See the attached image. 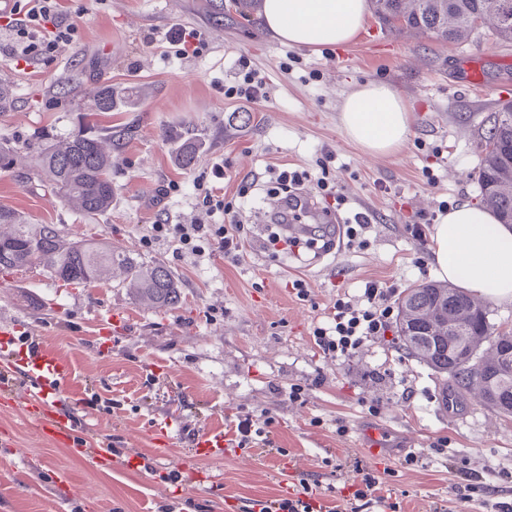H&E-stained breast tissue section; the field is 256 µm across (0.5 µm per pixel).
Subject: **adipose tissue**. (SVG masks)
Wrapping results in <instances>:
<instances>
[{"label":"adipose tissue","instance_id":"adipose-tissue-1","mask_svg":"<svg viewBox=\"0 0 512 512\" xmlns=\"http://www.w3.org/2000/svg\"><path fill=\"white\" fill-rule=\"evenodd\" d=\"M367 12V0H262L259 17L282 44L316 49L352 42ZM340 120L347 136L373 156L404 143L411 112L386 84L365 82L344 97ZM431 241L440 278L473 296L512 303V227L494 212L459 202L439 216Z\"/></svg>","mask_w":512,"mask_h":512}]
</instances>
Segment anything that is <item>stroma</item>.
I'll list each match as a JSON object with an SVG mask.
<instances>
[{
    "mask_svg": "<svg viewBox=\"0 0 512 512\" xmlns=\"http://www.w3.org/2000/svg\"><path fill=\"white\" fill-rule=\"evenodd\" d=\"M204 0H63L77 20L74 43L29 62L0 48V79L10 83L12 111L0 113V142L37 152L77 129L92 105L90 89L133 88L135 109L95 118L99 127L139 123L112 169L111 210L88 222L60 204L30 162L0 168V206L69 237L102 239L145 261H161L177 278L179 307L150 308L119 277L83 288L52 280L42 268L0 277V323L15 349L32 338L71 367L59 400L87 451L39 436L16 406L0 402V512H252L298 497L317 484L325 512H377L352 502L358 471L372 469L395 492L400 512H494L512 506V418L460 398L446 404L444 378L399 347L396 326L369 338L346 359L325 357L313 341L336 299L355 300L369 282L398 289L437 280L429 241L410 225L440 206L479 202L478 132L499 104L512 101V43L483 39L443 44L396 36L368 17L340 48L283 45L257 13L233 12L213 26ZM203 30L200 54L169 51L178 27ZM155 34L156 44L145 41ZM246 60L267 83L269 98L249 104L227 97ZM484 84L469 88L467 64ZM382 81L407 100L406 142L369 156L340 123L339 107L355 84ZM250 113V124L237 115ZM205 144L190 168L179 166L178 141ZM222 164L228 196L247 189L246 239L238 261L222 256L177 259L166 241L143 247L157 220L188 223L196 215L194 179ZM327 175L343 196L337 223L368 215L365 246L340 242L324 258L272 251L261 201L274 193L275 170ZM180 189L167 193L169 183ZM308 286L298 298L293 280ZM301 400L288 398L291 386ZM272 419L275 450L229 449L196 458L191 433H232L237 415ZM170 424L171 444L157 446L151 426ZM346 434H338L337 422ZM382 428L389 454L360 445L364 427ZM446 439L451 453L431 450ZM482 475L489 492L458 501L457 469Z\"/></svg>",
    "mask_w": 512,
    "mask_h": 512,
    "instance_id": "stroma-1",
    "label": "stroma"
}]
</instances>
